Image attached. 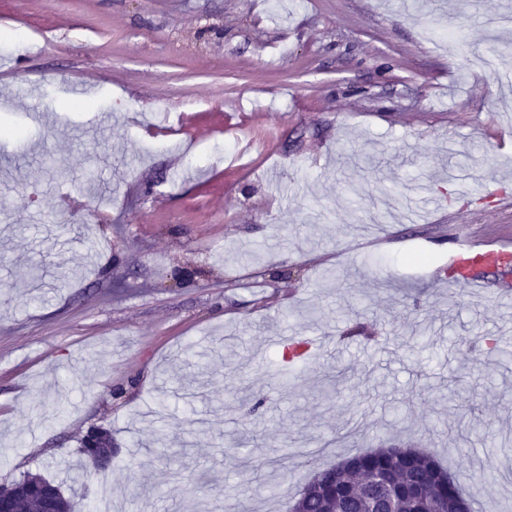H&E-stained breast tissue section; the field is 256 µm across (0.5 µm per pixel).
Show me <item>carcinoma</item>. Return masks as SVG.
Here are the masks:
<instances>
[{"instance_id": "1", "label": "carcinoma", "mask_w": 512, "mask_h": 512, "mask_svg": "<svg viewBox=\"0 0 512 512\" xmlns=\"http://www.w3.org/2000/svg\"><path fill=\"white\" fill-rule=\"evenodd\" d=\"M112 442L108 429L92 426L80 441L79 452L92 457L99 441ZM30 493L14 505L17 512H40V494L46 488L57 493L60 512H70L71 503L60 488L38 476L23 477ZM425 484L429 495L419 507L408 491ZM461 485L440 461L414 444L380 442L375 448L336 465L317 467L294 501L291 512H457Z\"/></svg>"}]
</instances>
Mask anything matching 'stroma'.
Wrapping results in <instances>:
<instances>
[{"label":"stroma","mask_w":512,"mask_h":512,"mask_svg":"<svg viewBox=\"0 0 512 512\" xmlns=\"http://www.w3.org/2000/svg\"><path fill=\"white\" fill-rule=\"evenodd\" d=\"M510 6L0 0V484L41 475L75 512L105 485L113 512H288L297 441L335 464L380 436L512 512V359L464 342L512 337V306L494 271L445 273L449 232L512 233V56L473 65ZM358 321L373 340H341ZM294 334L333 342L292 362L272 339ZM472 424L497 444L449 451ZM101 440L112 445L111 431L97 426L90 427L80 441L79 452L92 460L97 444Z\"/></svg>","instance_id":"1"}]
</instances>
